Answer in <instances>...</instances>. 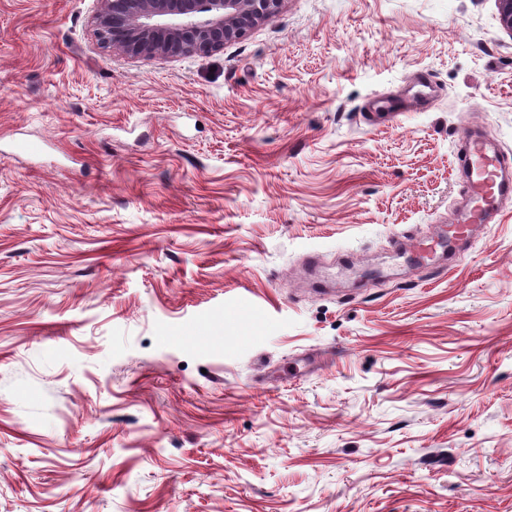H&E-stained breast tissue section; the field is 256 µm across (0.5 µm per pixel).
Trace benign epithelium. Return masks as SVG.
<instances>
[{
  "instance_id": "obj_1",
  "label": "benign epithelium",
  "mask_w": 512,
  "mask_h": 512,
  "mask_svg": "<svg viewBox=\"0 0 512 512\" xmlns=\"http://www.w3.org/2000/svg\"><path fill=\"white\" fill-rule=\"evenodd\" d=\"M285 0H96L97 41L112 53L175 60L211 53L273 20ZM501 29L512 37V0H497Z\"/></svg>"
}]
</instances>
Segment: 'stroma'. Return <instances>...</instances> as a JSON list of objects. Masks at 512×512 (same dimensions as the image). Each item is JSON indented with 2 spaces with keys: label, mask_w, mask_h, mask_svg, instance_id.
I'll return each mask as SVG.
<instances>
[{
  "label": "stroma",
  "mask_w": 512,
  "mask_h": 512,
  "mask_svg": "<svg viewBox=\"0 0 512 512\" xmlns=\"http://www.w3.org/2000/svg\"><path fill=\"white\" fill-rule=\"evenodd\" d=\"M93 7L0 0V512H512V196L419 257L461 132L512 155L495 0H285L177 60Z\"/></svg>",
  "instance_id": "stroma-1"
}]
</instances>
